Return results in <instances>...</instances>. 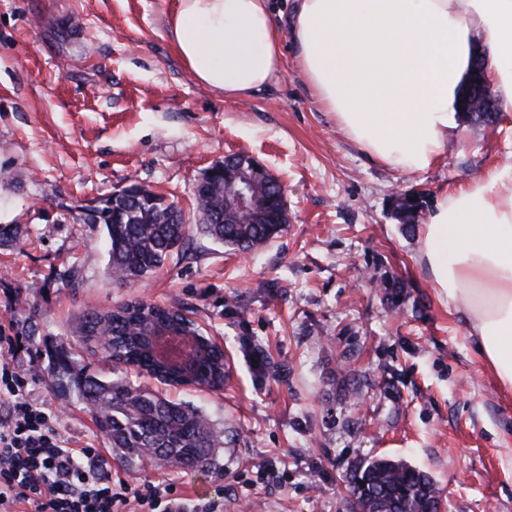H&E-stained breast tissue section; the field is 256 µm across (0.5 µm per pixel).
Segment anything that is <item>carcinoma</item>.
<instances>
[{
	"mask_svg": "<svg viewBox=\"0 0 512 512\" xmlns=\"http://www.w3.org/2000/svg\"><path fill=\"white\" fill-rule=\"evenodd\" d=\"M140 196L116 194L103 201L90 222L105 226L109 243L108 275L118 285L133 284L161 268L174 250L184 245L191 225L173 218L164 197L147 189ZM268 209L267 221L251 212L227 216L223 224L208 222L224 211L221 184L212 183L193 194L199 212L197 229L239 251H250L279 237L287 201L279 185L258 189ZM400 224L411 233L418 227L413 197L400 195L395 205ZM158 319L181 320V309L131 301L116 308L86 313L80 324L85 341L106 332L112 341L101 347L112 366H128L140 374L165 380L142 346L141 336ZM197 387L217 391L224 386V352L214 346L195 366ZM50 375L58 387L75 390L89 406L97 428L110 441L116 459L128 467L147 459L159 465L222 471L219 449L224 428L189 403H176L133 383L126 374L103 377L71 366L70 357L56 355ZM356 500L347 512H440L441 489L425 473L401 460L361 461L348 474Z\"/></svg>",
	"mask_w": 512,
	"mask_h": 512,
	"instance_id": "carcinoma-1",
	"label": "carcinoma"
}]
</instances>
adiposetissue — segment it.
<instances>
[{
    "label": "adipose tissue",
    "mask_w": 512,
    "mask_h": 512,
    "mask_svg": "<svg viewBox=\"0 0 512 512\" xmlns=\"http://www.w3.org/2000/svg\"><path fill=\"white\" fill-rule=\"evenodd\" d=\"M166 31L194 78L239 99L275 84L284 39L321 110L380 163L425 171L458 133L474 56L512 105V0H175ZM416 255L465 315L497 389L512 396V165L444 192Z\"/></svg>",
    "instance_id": "adipose-tissue-1"
}]
</instances>
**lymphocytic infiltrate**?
Listing matches in <instances>:
<instances>
[{"mask_svg": "<svg viewBox=\"0 0 512 512\" xmlns=\"http://www.w3.org/2000/svg\"><path fill=\"white\" fill-rule=\"evenodd\" d=\"M27 386L14 367L0 365V512H121L130 504L150 512H203L197 500L166 484L113 491L102 456L70 447Z\"/></svg>", "mask_w": 512, "mask_h": 512, "instance_id": "obj_1", "label": "lymphocytic infiltrate"}]
</instances>
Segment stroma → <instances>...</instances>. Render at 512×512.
Segmentation results:
<instances>
[{
    "label": "stroma",
    "instance_id": "35a3bbf8",
    "mask_svg": "<svg viewBox=\"0 0 512 512\" xmlns=\"http://www.w3.org/2000/svg\"><path fill=\"white\" fill-rule=\"evenodd\" d=\"M173 3L0 0V225L15 231L0 246V324L22 338L28 391L71 447L101 451L113 480L163 482L216 512H344L347 472L375 456L429 473L441 512H512V398L392 206L395 192L423 195L427 221L441 187L512 162V111L492 126L461 119L427 171L391 168L316 108L291 63L241 99L198 84L166 32ZM231 154L285 187L283 235L243 255L196 231L154 274L115 284L105 227L84 206L138 184L196 223L195 183ZM384 279L403 283L397 300ZM134 298L185 310L223 348L217 392L131 376L223 424V471L120 464L77 393L50 383L63 350L111 375L76 321ZM248 340L277 374L256 372Z\"/></svg>",
    "mask_w": 512,
    "mask_h": 512
}]
</instances>
